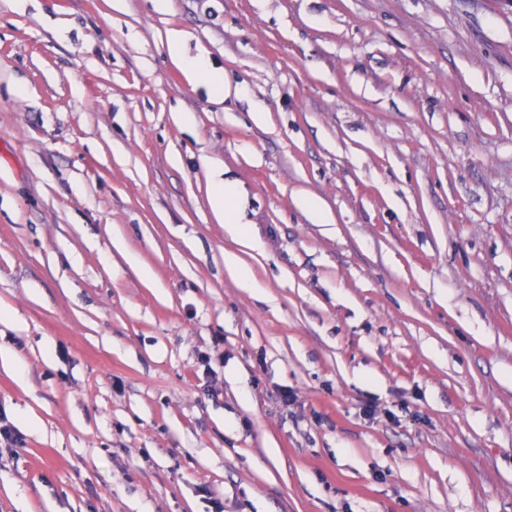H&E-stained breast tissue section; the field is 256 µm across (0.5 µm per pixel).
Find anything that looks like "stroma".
Masks as SVG:
<instances>
[{
  "mask_svg": "<svg viewBox=\"0 0 512 512\" xmlns=\"http://www.w3.org/2000/svg\"><path fill=\"white\" fill-rule=\"evenodd\" d=\"M112 3L0 0V512H512V7ZM188 76L194 80L208 79L218 91L224 90V95L230 91L224 83V75L210 70L209 65L203 59L190 62L186 67ZM213 184L210 204L218 221L224 222L225 233L233 239H249V230L241 220L237 204L236 186L225 177L223 181L216 180Z\"/></svg>",
  "mask_w": 512,
  "mask_h": 512,
  "instance_id": "stroma-1",
  "label": "stroma"
}]
</instances>
